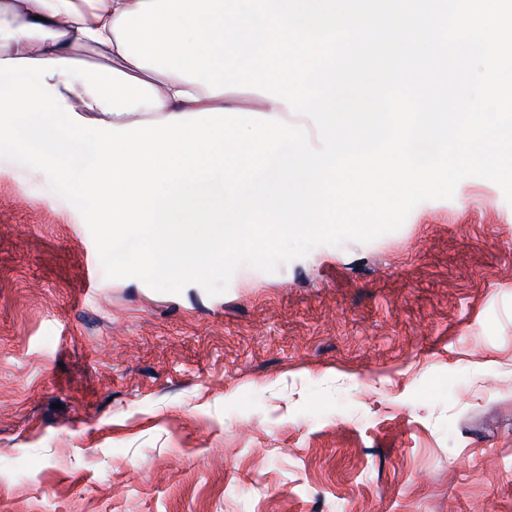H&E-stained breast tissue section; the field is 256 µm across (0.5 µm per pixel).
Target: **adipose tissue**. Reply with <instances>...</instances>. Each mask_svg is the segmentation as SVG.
<instances>
[{
  "label": "adipose tissue",
  "instance_id": "obj_1",
  "mask_svg": "<svg viewBox=\"0 0 512 512\" xmlns=\"http://www.w3.org/2000/svg\"><path fill=\"white\" fill-rule=\"evenodd\" d=\"M138 0H0V59H76L78 50L102 58L106 66L148 82L162 105L139 108L121 115L103 112L82 81L65 86L63 76L49 84L64 96L81 117L116 126L142 119L161 120L170 115L204 109L227 108L226 95H210L204 85L190 83L171 73L137 66L125 56L112 30L122 12L137 9Z\"/></svg>",
  "mask_w": 512,
  "mask_h": 512
}]
</instances>
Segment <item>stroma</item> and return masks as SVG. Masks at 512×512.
Here are the masks:
<instances>
[{"label":"stroma","mask_w":512,"mask_h":512,"mask_svg":"<svg viewBox=\"0 0 512 512\" xmlns=\"http://www.w3.org/2000/svg\"><path fill=\"white\" fill-rule=\"evenodd\" d=\"M96 256L45 174L0 159V512H512L493 182L217 296Z\"/></svg>","instance_id":"1"}]
</instances>
